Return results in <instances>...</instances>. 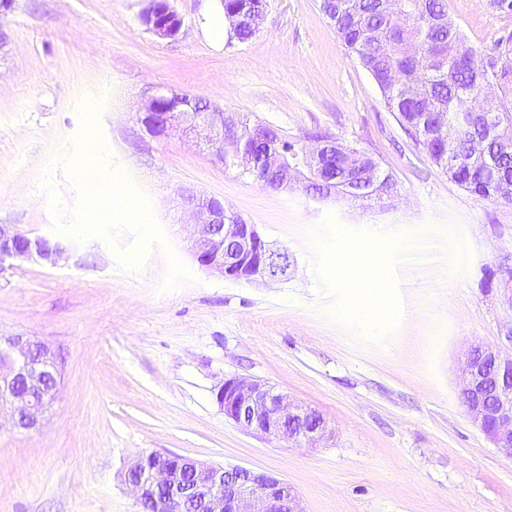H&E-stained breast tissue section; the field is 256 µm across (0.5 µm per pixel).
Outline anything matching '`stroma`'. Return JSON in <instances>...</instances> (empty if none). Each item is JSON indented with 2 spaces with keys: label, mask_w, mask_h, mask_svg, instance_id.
Returning a JSON list of instances; mask_svg holds the SVG:
<instances>
[{
  "label": "stroma",
  "mask_w": 512,
  "mask_h": 512,
  "mask_svg": "<svg viewBox=\"0 0 512 512\" xmlns=\"http://www.w3.org/2000/svg\"><path fill=\"white\" fill-rule=\"evenodd\" d=\"M179 34L141 20L145 0H8L0 6V224L53 235L38 181L105 97L101 142L145 191L191 281L164 292L151 249L122 270L107 243L0 277V336L48 343L58 397L35 431L0 432V512H142L124 474L144 452L284 479L305 512H512V458L474 426L459 390L469 344L499 345L512 307V202L476 198L435 167L337 39L319 0H267L245 43L209 37L220 0H171ZM468 45L512 31L490 0H448ZM153 86L201 95L306 142L314 132L392 173L394 200L274 191L181 137L147 134ZM223 199L287 251L285 281L202 270L181 190ZM274 386L318 411L330 440L298 447L225 418V377Z\"/></svg>",
  "instance_id": "obj_1"
}]
</instances>
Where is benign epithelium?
<instances>
[{
  "label": "benign epithelium",
  "mask_w": 512,
  "mask_h": 512,
  "mask_svg": "<svg viewBox=\"0 0 512 512\" xmlns=\"http://www.w3.org/2000/svg\"><path fill=\"white\" fill-rule=\"evenodd\" d=\"M142 22L160 38L178 35L182 21L170 0H148ZM137 121L153 137L193 136L215 158L231 167L253 169L243 147L238 115L212 108L197 111L195 98L156 87L145 93ZM328 144L299 146L302 160L270 152L266 166L280 176L276 189L307 180V162ZM193 228L194 256L200 267L234 281H284L291 267L288 252L270 247L253 224H233L224 201L181 191ZM70 250L64 240L33 236L15 224H0V276L25 262L55 265ZM467 414L487 438L512 457V353L497 346L474 344L460 375ZM56 355L43 342L22 335L0 337V430L30 431L59 393ZM216 400L224 416L239 427L295 446L327 436L328 426L316 410L290 402L275 387L242 376H229ZM126 480L144 512H305L294 489L280 477L243 467L207 465L174 454L138 456Z\"/></svg>",
  "instance_id": "benign-epithelium-1"
}]
</instances>
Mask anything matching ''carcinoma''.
<instances>
[{
	"label": "carcinoma",
	"instance_id": "cac0c4a2",
	"mask_svg": "<svg viewBox=\"0 0 512 512\" xmlns=\"http://www.w3.org/2000/svg\"><path fill=\"white\" fill-rule=\"evenodd\" d=\"M266 0H224V15L246 12L258 19L253 26L229 30L230 37L251 40L266 16ZM323 14L345 48L376 82L389 111L431 162L456 184L483 200L512 196V32L478 51L466 45L448 13V0H393L391 9L409 17L404 29L386 11L384 0H320ZM479 55L485 69L474 70L467 54ZM489 80L497 82L500 126L490 131L480 116H464L460 102L483 93ZM244 141L253 146L256 161L273 150L296 142L266 141L261 126L239 120ZM372 158L336 143V153L322 155L314 165L316 177L306 190L319 193L328 184L359 180L351 197L390 200L397 181L375 167V194L365 176Z\"/></svg>",
	"mask_w": 512,
	"mask_h": 512
}]
</instances>
